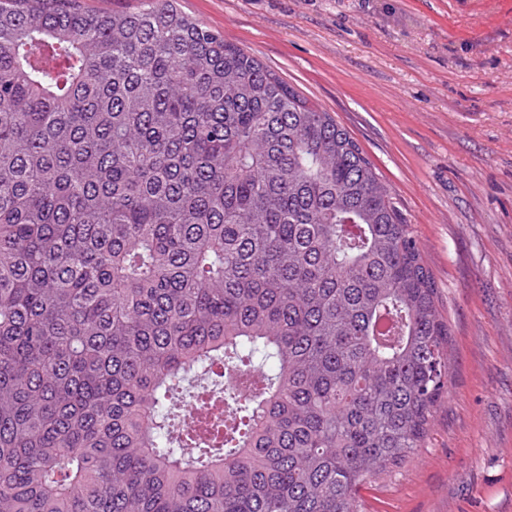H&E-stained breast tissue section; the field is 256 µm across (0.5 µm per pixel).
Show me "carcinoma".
Here are the masks:
<instances>
[{"instance_id":"obj_1","label":"carcinoma","mask_w":512,"mask_h":512,"mask_svg":"<svg viewBox=\"0 0 512 512\" xmlns=\"http://www.w3.org/2000/svg\"><path fill=\"white\" fill-rule=\"evenodd\" d=\"M177 0H0V512H358L448 323L351 134ZM215 362L208 437L171 403Z\"/></svg>"}]
</instances>
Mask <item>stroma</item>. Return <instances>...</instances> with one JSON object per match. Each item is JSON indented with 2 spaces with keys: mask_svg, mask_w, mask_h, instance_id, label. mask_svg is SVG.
<instances>
[{
  "mask_svg": "<svg viewBox=\"0 0 512 512\" xmlns=\"http://www.w3.org/2000/svg\"><path fill=\"white\" fill-rule=\"evenodd\" d=\"M355 138L415 230L448 395L360 512H512V0H178Z\"/></svg>",
  "mask_w": 512,
  "mask_h": 512,
  "instance_id": "35a3bbf8",
  "label": "stroma"
}]
</instances>
